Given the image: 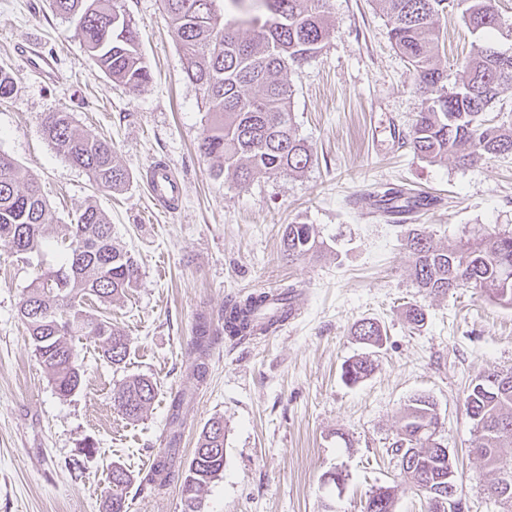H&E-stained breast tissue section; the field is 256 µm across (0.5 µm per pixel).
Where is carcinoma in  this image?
Wrapping results in <instances>:
<instances>
[{"mask_svg": "<svg viewBox=\"0 0 512 512\" xmlns=\"http://www.w3.org/2000/svg\"><path fill=\"white\" fill-rule=\"evenodd\" d=\"M164 13L183 53L187 79L197 88L208 118L198 143L201 157L213 162L215 176L231 171L246 183L257 174L294 175L313 162V152L294 125L290 84L285 75L317 56L328 36V0H231L240 16L224 20L219 0H162ZM390 19L389 36L412 68L415 85L427 95L412 126L414 152L437 163L451 159L466 168L481 160L512 153V129L489 126L482 116L506 87L512 88V52L492 43L477 46L458 65V78L445 85L436 58L439 19L448 0H376ZM53 12L76 22L85 50L110 78L137 90L151 80L141 50L136 24L122 0H51ZM456 8L474 32L496 30L504 22L494 0H456ZM253 28L249 35L240 26ZM44 134L53 148L72 165L87 172L93 183L112 190L126 184L128 171L119 163L112 143L85 135L69 112H51L43 119ZM370 205L390 216L431 204L402 188L388 187L369 199ZM61 236L64 258L56 269L37 268L19 301L20 319L29 333L34 353L47 370L56 392L68 396L83 384L71 339L91 336L103 356L114 365L129 355L132 339L106 315H92L85 302L110 303L136 287L137 260L112 240V224L93 204L72 224H56L35 177L11 156L0 152V241L21 259L38 255L46 239ZM290 260L317 251L322 242L312 224L293 222L282 233ZM413 258L410 276L429 295H445L468 287L495 303L512 306V233L496 230L461 246H440L418 229L404 239ZM288 318L283 304L252 293L229 301L221 311L222 329L201 315L189 348L187 384L170 403L169 449L143 478L155 492L170 484L174 454L183 424L182 406L207 375V359L219 331L246 339L275 330ZM353 336L368 346H380L384 330L373 319H360ZM373 371L364 356L342 366V378L356 384ZM157 385L132 377L117 391L115 409L130 421L150 408ZM474 421V453L499 473L512 474V369L478 376L464 398ZM399 439L390 452L403 464L404 481L422 489L434 486L452 470L449 454L438 438L442 423L434 401L417 395L404 409ZM224 422L207 423L184 472L181 473L183 512H202L201 493L224 471ZM132 475L120 464L108 473L103 512H128ZM499 481L487 488L489 497L512 512V490H499ZM392 487L367 494L364 512H394Z\"/></svg>", "mask_w": 512, "mask_h": 512, "instance_id": "carcinoma-1", "label": "carcinoma"}]
</instances>
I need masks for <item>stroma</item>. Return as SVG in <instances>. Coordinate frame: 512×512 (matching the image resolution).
Wrapping results in <instances>:
<instances>
[{
	"instance_id": "1",
	"label": "stroma",
	"mask_w": 512,
	"mask_h": 512,
	"mask_svg": "<svg viewBox=\"0 0 512 512\" xmlns=\"http://www.w3.org/2000/svg\"><path fill=\"white\" fill-rule=\"evenodd\" d=\"M495 3L506 26L480 35L457 10L441 17L438 60L449 80L481 41L512 51V0ZM124 5L152 76L136 91L99 68L49 0H0V66L15 78L13 93L0 99V151L34 175L57 223L97 205L141 270L136 288L109 307L132 338L125 362L111 364L97 340L74 337L84 382L63 397L18 316L35 267L57 266L62 248L50 243L25 262L0 241V512H101L115 463L134 478L129 512H182L178 482L154 495L140 480L168 450L170 400L185 380L196 320L217 316L227 298L287 287L296 316L268 336L218 338L205 381L183 405L181 462L209 421L226 427L224 470L206 487L203 512H363L379 486L395 487V512H425L389 452L418 394L440 413L461 512H500L486 493L495 475L472 451L463 397L478 375L512 368V306L470 288L427 295L410 277L403 240L414 228L444 246L512 231V155L467 168L417 156L411 126L424 96L389 38V18L376 0H328L323 50L288 76L291 112L313 164L244 184L214 176L197 152L206 112L161 0ZM35 42L56 58L52 78L25 66ZM60 111L73 113L84 134L111 140L129 173L122 188L96 189L52 148L42 120ZM156 159L180 180L178 210L160 209L147 191L143 172ZM396 185L433 202L398 221L370 208L368 195ZM295 221L315 225L323 246L291 262L282 231ZM411 304L427 315L416 330L403 317ZM363 318L386 328L381 347L352 336ZM361 355L374 372L345 384L342 365ZM133 376L157 385L137 421L112 406L119 384ZM87 439L96 444L90 455L80 451ZM337 470L348 475L340 487L326 479Z\"/></svg>"
}]
</instances>
